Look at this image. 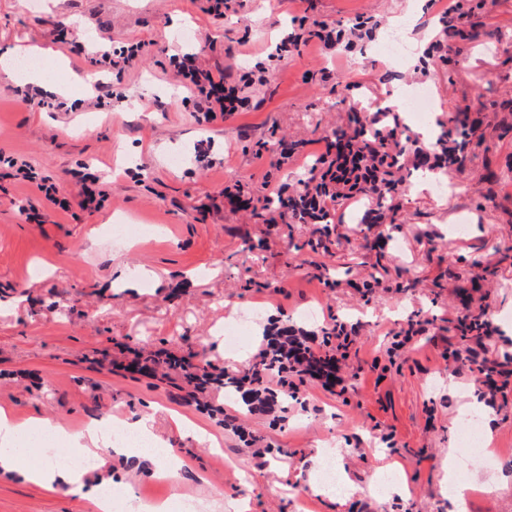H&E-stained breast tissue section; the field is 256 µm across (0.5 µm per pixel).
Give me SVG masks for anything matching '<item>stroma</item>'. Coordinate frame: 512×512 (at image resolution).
<instances>
[{"label": "stroma", "mask_w": 512, "mask_h": 512, "mask_svg": "<svg viewBox=\"0 0 512 512\" xmlns=\"http://www.w3.org/2000/svg\"><path fill=\"white\" fill-rule=\"evenodd\" d=\"M210 0H0V56L26 47L55 52L47 72L61 87L56 105L24 103L18 83L0 73V407L18 420L47 416L67 429L111 417L148 418L180 469L135 465L112 458L101 471L132 502L150 495L174 505L194 496L210 512L231 501L247 512H453L448 498V451L458 448L463 409L478 398L476 376L444 360L455 338L461 293L483 277L480 294L512 339V0H462L480 32L470 40L440 38L442 13L434 0H224L223 18ZM380 23L354 49L311 43L276 59L288 34L313 24L349 28L356 19ZM192 40H184L183 31ZM415 38L421 65L379 51L387 35ZM147 45L122 73L95 61L131 43ZM446 63L425 65L435 42ZM195 53L221 69L245 104L213 121L198 119L195 102L175 77L173 60ZM94 73L96 85L84 83ZM429 87L434 107L427 124L454 131L450 118L470 110L491 137L472 141L465 173L439 179L446 195L420 189L425 171L409 158L407 190L393 222L366 226L371 201L340 205L329 235L316 224H266L235 211L224 188L244 196L294 189L299 175L323 151L325 136L350 113L376 110L410 87ZM299 144L291 161L275 164L256 145L271 135ZM26 159L67 195L79 177L101 175L98 211L72 208L54 222L36 224L18 211L39 203L32 184L11 178L7 161ZM209 213H201V206ZM466 218L468 232L454 224ZM153 224L152 237L112 242L110 225ZM387 267L382 287L362 296L375 263ZM317 315L300 318L305 307ZM427 324L424 335L389 355L392 334L407 319ZM357 326L359 340L345 368V394L315 381L300 385L287 411H248L224 388L204 401L188 388L147 373L97 362H130L133 352L163 349L204 356L236 377L265 348L271 326L322 339L334 321ZM247 330L236 354H227L225 324ZM180 414L199 433L178 430ZM492 428L488 447L459 460L466 473L467 512H512V403L478 415ZM354 490L343 498L315 494L318 463L327 449ZM396 472L385 499L375 479ZM0 512H90L65 490H47L0 477Z\"/></svg>", "instance_id": "stroma-1"}]
</instances>
